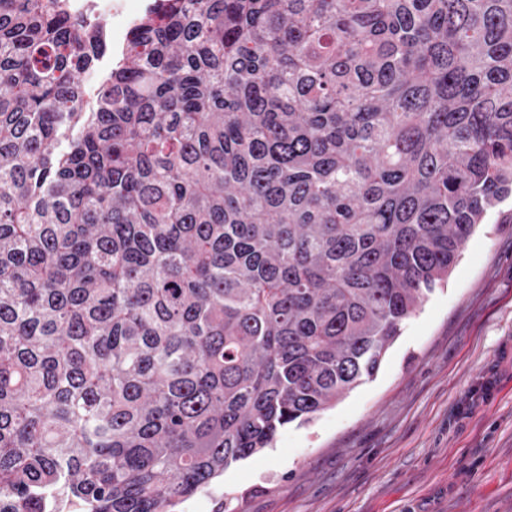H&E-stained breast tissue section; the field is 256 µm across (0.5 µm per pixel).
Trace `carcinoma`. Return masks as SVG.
Masks as SVG:
<instances>
[{"label": "carcinoma", "mask_w": 512, "mask_h": 512, "mask_svg": "<svg viewBox=\"0 0 512 512\" xmlns=\"http://www.w3.org/2000/svg\"><path fill=\"white\" fill-rule=\"evenodd\" d=\"M0 0V512H173L375 375L512 197V0ZM72 12L89 16L92 19H104L112 21V36H109L107 49L103 56L96 62L93 73L87 78L84 86L85 99L91 101L96 94L98 84L111 71L119 55H113V49L122 47V44L112 43L125 37L124 45L130 31L138 23L141 10L138 0H68Z\"/></svg>", "instance_id": "obj_1"}]
</instances>
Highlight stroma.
Listing matches in <instances>:
<instances>
[{"label": "stroma", "instance_id": "1", "mask_svg": "<svg viewBox=\"0 0 512 512\" xmlns=\"http://www.w3.org/2000/svg\"><path fill=\"white\" fill-rule=\"evenodd\" d=\"M512 512V223L480 225L378 372L176 512Z\"/></svg>", "mask_w": 512, "mask_h": 512}]
</instances>
